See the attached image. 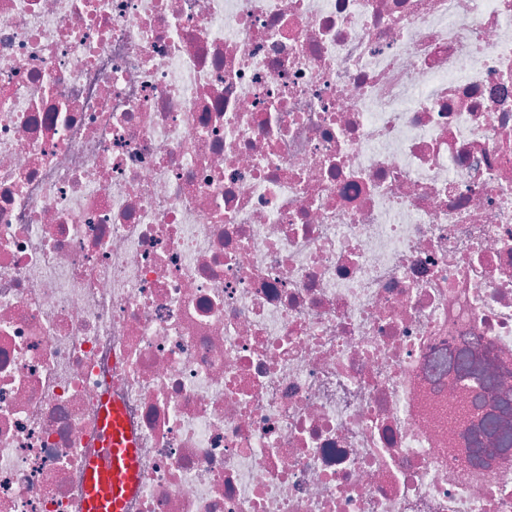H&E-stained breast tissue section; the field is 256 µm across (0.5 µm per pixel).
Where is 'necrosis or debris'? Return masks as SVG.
<instances>
[{
    "instance_id": "4bbe7bcc",
    "label": "necrosis or debris",
    "mask_w": 512,
    "mask_h": 512,
    "mask_svg": "<svg viewBox=\"0 0 512 512\" xmlns=\"http://www.w3.org/2000/svg\"><path fill=\"white\" fill-rule=\"evenodd\" d=\"M512 0H0V512H512ZM481 366V363L469 354L461 356L458 362V369L463 372L462 378H465L466 382L479 385L480 389L475 396L478 417L471 428L488 432L495 437L492 447H478L472 448V450L478 456H493L504 449L512 448L511 428L502 426L497 416L487 410V407L493 401L492 396L489 395V390L493 389L495 384L502 383L506 376L498 373L492 377L484 373ZM101 425L107 448L101 459L87 466L86 512H124L137 489L136 438L117 402L106 406Z\"/></svg>"
}]
</instances>
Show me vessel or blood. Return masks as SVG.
Returning <instances> with one entry per match:
<instances>
[{
	"instance_id": "vessel-or-blood-1",
	"label": "vessel or blood",
	"mask_w": 512,
	"mask_h": 512,
	"mask_svg": "<svg viewBox=\"0 0 512 512\" xmlns=\"http://www.w3.org/2000/svg\"><path fill=\"white\" fill-rule=\"evenodd\" d=\"M101 425L107 448L101 459L87 466L86 512H124L137 489L136 438L119 404L106 406Z\"/></svg>"
}]
</instances>
